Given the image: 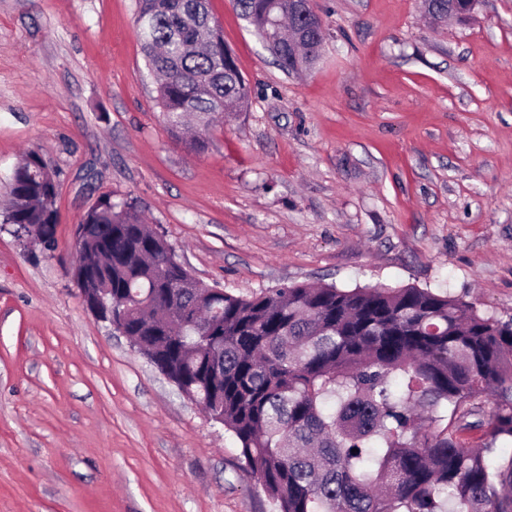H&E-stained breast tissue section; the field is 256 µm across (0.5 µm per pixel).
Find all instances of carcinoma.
Instances as JSON below:
<instances>
[{"instance_id":"cac0c4a2","label":"carcinoma","mask_w":512,"mask_h":512,"mask_svg":"<svg viewBox=\"0 0 512 512\" xmlns=\"http://www.w3.org/2000/svg\"><path fill=\"white\" fill-rule=\"evenodd\" d=\"M209 0H136L135 23L170 134L193 153L248 107L250 88ZM435 21L452 0H426ZM287 74L319 60L323 26L291 0H235ZM56 175L37 151L0 222L53 251ZM77 288L208 414L221 417L279 512H512V318L413 286L284 285L249 296L196 279L134 199L79 219Z\"/></svg>"}]
</instances>
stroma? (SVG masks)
Wrapping results in <instances>:
<instances>
[{
    "label": "stroma",
    "mask_w": 512,
    "mask_h": 512,
    "mask_svg": "<svg viewBox=\"0 0 512 512\" xmlns=\"http://www.w3.org/2000/svg\"><path fill=\"white\" fill-rule=\"evenodd\" d=\"M288 75L211 0L251 87L201 155L169 133L135 0H0V207L19 156L59 180L53 251L0 232V512H278L239 444L83 304L74 227L137 200L198 280L440 288L512 317V0H312Z\"/></svg>",
    "instance_id": "obj_1"
}]
</instances>
